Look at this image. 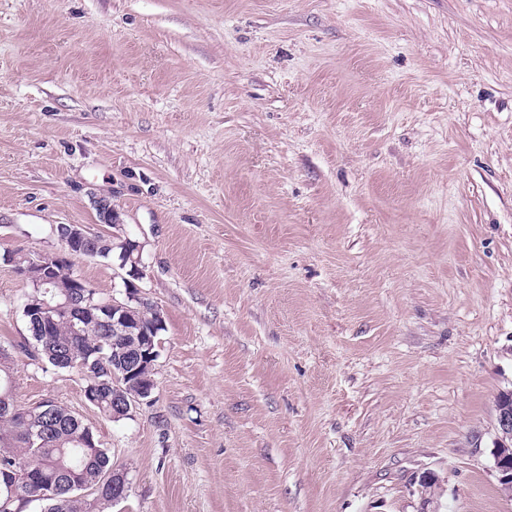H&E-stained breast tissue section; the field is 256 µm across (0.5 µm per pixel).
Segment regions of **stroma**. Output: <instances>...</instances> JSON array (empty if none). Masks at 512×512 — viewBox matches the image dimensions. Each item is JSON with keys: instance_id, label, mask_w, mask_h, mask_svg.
Masks as SVG:
<instances>
[{"instance_id": "35a3bbf8", "label": "stroma", "mask_w": 512, "mask_h": 512, "mask_svg": "<svg viewBox=\"0 0 512 512\" xmlns=\"http://www.w3.org/2000/svg\"><path fill=\"white\" fill-rule=\"evenodd\" d=\"M59 224L136 241L164 317L118 421L31 354L8 257ZM0 347L113 512H512V0H0ZM496 466L505 491H512V390L502 391L496 401Z\"/></svg>"}]
</instances>
